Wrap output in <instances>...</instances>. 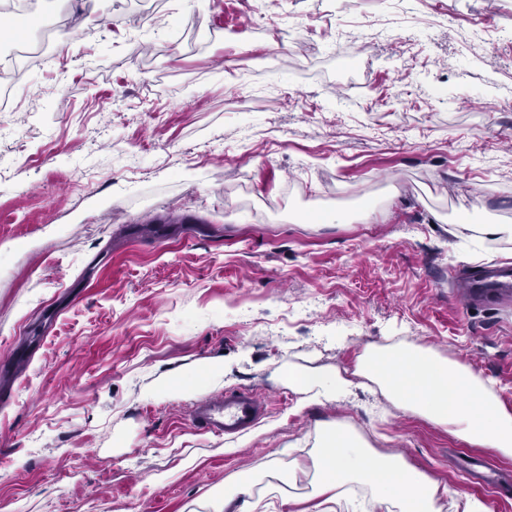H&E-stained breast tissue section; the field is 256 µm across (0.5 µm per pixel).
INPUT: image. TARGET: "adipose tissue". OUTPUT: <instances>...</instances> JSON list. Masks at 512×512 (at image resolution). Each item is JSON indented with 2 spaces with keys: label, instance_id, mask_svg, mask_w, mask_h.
<instances>
[{
  "label": "adipose tissue",
  "instance_id": "obj_1",
  "mask_svg": "<svg viewBox=\"0 0 512 512\" xmlns=\"http://www.w3.org/2000/svg\"><path fill=\"white\" fill-rule=\"evenodd\" d=\"M356 372L376 382L386 396L412 414L448 430L470 445L512 457V411L470 367L414 345L364 352ZM288 383L318 399L348 391L341 373L289 368ZM316 482L308 512H336L353 486L397 512H443L448 489L408 466L402 457L376 453L369 442L340 424L325 425L311 456Z\"/></svg>",
  "mask_w": 512,
  "mask_h": 512
}]
</instances>
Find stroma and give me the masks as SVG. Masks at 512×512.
I'll use <instances>...</instances> for the list:
<instances>
[{
	"mask_svg": "<svg viewBox=\"0 0 512 512\" xmlns=\"http://www.w3.org/2000/svg\"><path fill=\"white\" fill-rule=\"evenodd\" d=\"M67 18L0 108V512H205L238 480L299 512L341 421L512 512V458L356 375L364 347L460 359L512 409V0H0ZM486 39L474 48L471 31ZM223 359L209 383L203 365ZM341 372L308 402L288 367ZM255 390L237 435L201 397ZM297 482L262 481L270 464ZM263 412V405L250 391L208 395L197 401L191 415L192 423L207 433L224 435L254 425Z\"/></svg>",
	"mask_w": 512,
	"mask_h": 512,
	"instance_id": "obj_1",
	"label": "stroma"
}]
</instances>
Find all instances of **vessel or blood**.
<instances>
[{
	"instance_id": "1",
	"label": "vessel or blood",
	"mask_w": 512,
	"mask_h": 512,
	"mask_svg": "<svg viewBox=\"0 0 512 512\" xmlns=\"http://www.w3.org/2000/svg\"><path fill=\"white\" fill-rule=\"evenodd\" d=\"M262 411L261 401L249 391L208 395L197 401L191 421L205 432L221 435L251 427Z\"/></svg>"
}]
</instances>
